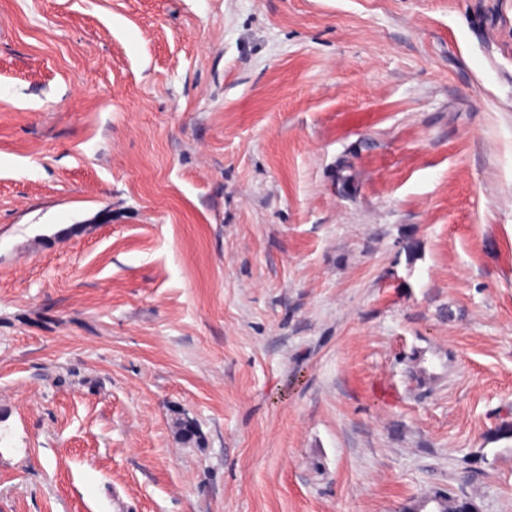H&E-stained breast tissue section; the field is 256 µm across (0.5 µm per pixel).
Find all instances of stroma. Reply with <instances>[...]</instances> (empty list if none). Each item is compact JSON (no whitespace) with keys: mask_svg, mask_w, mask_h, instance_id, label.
Here are the masks:
<instances>
[{"mask_svg":"<svg viewBox=\"0 0 512 512\" xmlns=\"http://www.w3.org/2000/svg\"><path fill=\"white\" fill-rule=\"evenodd\" d=\"M506 421L512 0H0V512H512ZM447 493H444V495L439 496L443 497L446 496ZM471 502L474 503L473 500L469 499L466 496H459L455 494L451 489H448V496L446 498H441L437 500V498H432V500L425 499L422 501V507H425L429 504H434L435 511L434 512H460L463 511L467 504Z\"/></svg>","mask_w":512,"mask_h":512,"instance_id":"1","label":"stroma"}]
</instances>
